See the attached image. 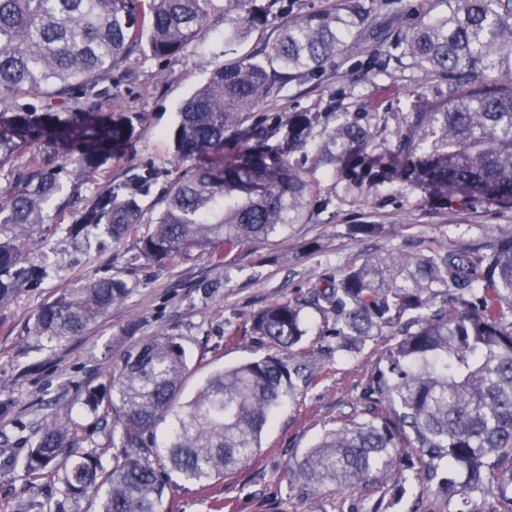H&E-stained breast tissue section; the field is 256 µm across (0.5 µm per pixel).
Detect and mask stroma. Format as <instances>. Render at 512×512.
Returning a JSON list of instances; mask_svg holds the SVG:
<instances>
[{"mask_svg":"<svg viewBox=\"0 0 512 512\" xmlns=\"http://www.w3.org/2000/svg\"><path fill=\"white\" fill-rule=\"evenodd\" d=\"M268 21L241 39L224 38V0L208 6L210 32L180 53L155 58L133 52L125 65L112 71L116 109L137 112L133 156L115 158L89 181L74 182L62 173L65 191L49 211L46 224L34 235V256H47L48 278L0 307V400L13 408L0 420V431L15 438L31 433L52 418L71 421L79 451H92L104 468H112L115 450L108 430L96 428L83 406L87 387L108 383L124 354L138 340L166 332L185 347L188 374L184 397H192L214 370L263 357L267 345L251 336L249 319L262 306L284 296L294 297L319 284L325 272L340 270L366 256L422 253L431 249L489 248L496 238L512 233V206L479 196L445 201L430 191L394 179L391 191L372 190L337 198L339 174H326L313 154L298 152L292 163L316 183L330 203L312 209L306 223L282 231L270 246L245 247L235 262L215 268L209 255L194 251L166 268H157L139 252L138 241L147 225L135 227L119 241L94 245L67 238L72 222L86 200L108 185L132 178L143 166L157 173L150 202L161 200L177 174L167 130L177 106L218 64L257 54L277 34L283 17L270 0ZM367 27L378 39L427 12L445 10L444 0H364ZM370 44L350 41L316 76L294 81L263 107L264 112L356 115L423 109L448 90L445 79L427 75L407 63H391L387 71H366ZM360 224L376 232H357ZM115 276L131 290L127 300L112 309L82 335L63 341L36 336L34 314L61 290L97 276ZM138 322L136 335H125L129 322ZM394 341L383 335L359 352L342 356L318 352L307 362L312 382L299 387L273 415L255 457L241 470L211 481L207 491L177 483L168 490L166 512H448L447 505L423 490L412 472H405V489L392 483L367 488L326 489L308 494L289 470L296 458L325 430L368 415L363 399L367 376Z\"/></svg>","mask_w":512,"mask_h":512,"instance_id":"stroma-1","label":"stroma"}]
</instances>
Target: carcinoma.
<instances>
[{"label":"carcinoma","instance_id":"1","mask_svg":"<svg viewBox=\"0 0 512 512\" xmlns=\"http://www.w3.org/2000/svg\"><path fill=\"white\" fill-rule=\"evenodd\" d=\"M210 0H0V105L39 98L42 111L0 112V306L49 276L30 257L48 206L64 189L60 170L91 178L136 140V112L90 107L59 112L71 96L112 80L134 47L153 57L188 48L209 30ZM387 42L372 45L366 66L383 70L406 59L448 81V93L418 112L393 117L395 148L375 143L368 112L330 127L321 112L253 120L255 110L292 80L314 76L348 41L363 35L362 0L331 10L287 16L261 53L214 66L180 106L169 131L174 159L192 161L158 208L145 206L153 173L88 199L67 234L74 239L124 238L138 224L151 229L139 250L164 268L195 249L215 268L248 244L269 246L301 224L319 189L290 161L315 145L318 162L337 170L348 192L393 182L453 197L478 194L512 206V0H444ZM254 0H224V20L238 17L237 38L266 21ZM235 152L224 158L225 140ZM39 141L62 163H32L15 172L21 145ZM130 294L114 276L66 288L40 306L34 332L50 340L83 333ZM322 318L309 336L306 310ZM251 333L270 353L211 374L182 401L185 348L159 333L129 351L109 385L85 389L84 405L113 418L115 465L105 471L92 452L75 450L69 422H45L13 447L0 440L7 469L49 480L60 499L31 496L20 512H65L93 493L99 512H162L176 480L207 486L245 465L260 446L273 411L311 382L304 359L335 339L329 351L356 353L387 332L396 336L368 376L370 407L387 411L326 431L296 460V480L312 492L366 487L402 479L415 460L416 480L457 512H479L495 494L512 512V234L489 249L366 257L342 274L255 311Z\"/></svg>","mask_w":512,"mask_h":512}]
</instances>
